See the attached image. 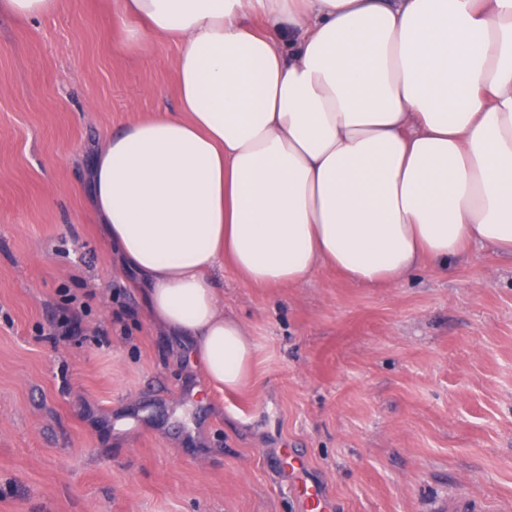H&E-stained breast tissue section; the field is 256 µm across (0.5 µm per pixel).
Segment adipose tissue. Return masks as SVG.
Segmentation results:
<instances>
[{
  "instance_id": "adipose-tissue-1",
  "label": "adipose tissue",
  "mask_w": 512,
  "mask_h": 512,
  "mask_svg": "<svg viewBox=\"0 0 512 512\" xmlns=\"http://www.w3.org/2000/svg\"><path fill=\"white\" fill-rule=\"evenodd\" d=\"M179 46L178 106L108 133L92 215L151 315L236 389L254 347L211 272L370 287L512 255V0H116Z\"/></svg>"
}]
</instances>
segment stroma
<instances>
[{
	"label": "stroma",
	"instance_id": "1",
	"mask_svg": "<svg viewBox=\"0 0 512 512\" xmlns=\"http://www.w3.org/2000/svg\"><path fill=\"white\" fill-rule=\"evenodd\" d=\"M179 47L130 51L114 0L0 14V512H298L289 447L334 512L512 502V257L474 243L382 287L214 270L254 343L216 388L91 215L103 136L177 105ZM83 304L53 335L64 295Z\"/></svg>",
	"mask_w": 512,
	"mask_h": 512
}]
</instances>
